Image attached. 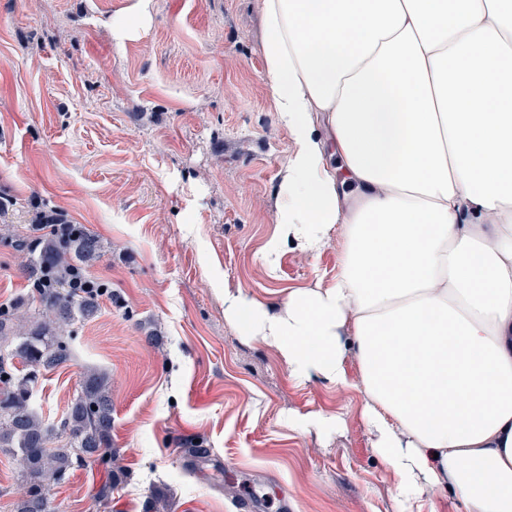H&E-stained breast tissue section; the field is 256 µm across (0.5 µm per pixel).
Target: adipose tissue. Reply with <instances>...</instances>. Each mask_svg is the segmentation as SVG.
<instances>
[{"label": "adipose tissue", "mask_w": 512, "mask_h": 512, "mask_svg": "<svg viewBox=\"0 0 512 512\" xmlns=\"http://www.w3.org/2000/svg\"><path fill=\"white\" fill-rule=\"evenodd\" d=\"M292 150L263 249L335 275L224 317L358 392L403 512H512V0H260Z\"/></svg>", "instance_id": "obj_1"}]
</instances>
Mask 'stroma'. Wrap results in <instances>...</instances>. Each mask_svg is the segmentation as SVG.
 Listing matches in <instances>:
<instances>
[{
  "mask_svg": "<svg viewBox=\"0 0 512 512\" xmlns=\"http://www.w3.org/2000/svg\"><path fill=\"white\" fill-rule=\"evenodd\" d=\"M128 0H0V305L28 311L41 210L101 240L89 270L99 312L66 329L73 358L43 373L32 406L58 417L86 369L107 374L112 446L127 471L109 502L103 466L55 487L53 512H401L374 455L357 393L291 376L275 351L224 318L225 287L264 302L333 277L337 243L316 256L262 250L292 148L263 74L259 0H153L146 35L116 41ZM154 323L159 345L142 324ZM342 412L338 432L288 417ZM202 442L207 458L191 461Z\"/></svg>",
  "mask_w": 512,
  "mask_h": 512,
  "instance_id": "35a3bbf8",
  "label": "stroma"
}]
</instances>
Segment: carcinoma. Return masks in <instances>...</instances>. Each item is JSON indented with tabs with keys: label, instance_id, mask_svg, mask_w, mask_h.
Masks as SVG:
<instances>
[{
	"label": "carcinoma",
	"instance_id": "cac0c4a2",
	"mask_svg": "<svg viewBox=\"0 0 512 512\" xmlns=\"http://www.w3.org/2000/svg\"><path fill=\"white\" fill-rule=\"evenodd\" d=\"M101 253L99 239L82 228L64 239L44 236L29 266L35 279L47 280V287L35 289L38 316L21 333L16 329V310L0 307V341L13 345L11 356L27 367V372L18 373L0 357V451L18 457L22 483L14 512H49L51 486L87 459L108 468L96 492L98 500H108L124 482L123 467L114 463L112 396L105 374L83 373L80 390L58 424L43 420L29 404L39 373L72 360L63 326L77 318L89 319L98 311L97 297L72 287L64 272L92 266ZM167 502V492L157 487L150 492L147 512H159Z\"/></svg>",
	"mask_w": 512,
	"mask_h": 512
}]
</instances>
